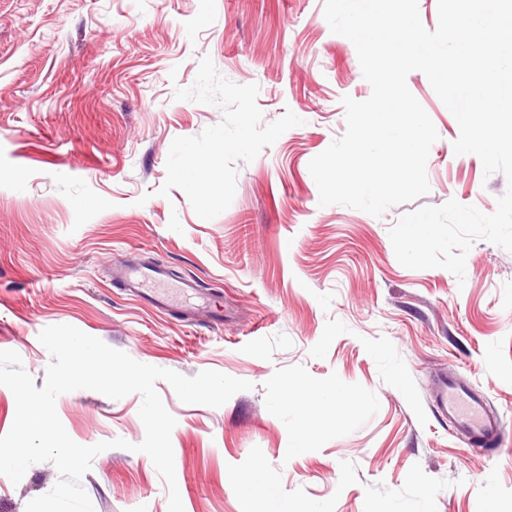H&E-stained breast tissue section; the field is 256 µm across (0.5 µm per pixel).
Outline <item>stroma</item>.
Listing matches in <instances>:
<instances>
[{
  "label": "stroma",
  "instance_id": "1",
  "mask_svg": "<svg viewBox=\"0 0 512 512\" xmlns=\"http://www.w3.org/2000/svg\"><path fill=\"white\" fill-rule=\"evenodd\" d=\"M323 8L0 0V350L43 387L38 335L68 324L141 363L251 382L218 408L156 382L176 419L184 512H512V253L475 242L460 281L403 267L389 237L402 215L452 198L493 213L506 179L455 154L458 123L414 71L408 88L439 133L429 192L378 217L320 206L309 162L344 134L343 97L372 93ZM206 56L258 84L263 123L288 110L303 120L238 165L234 201L211 220L182 190L157 194L173 139L222 119L174 97ZM119 263L195 279L223 325L148 307L113 280ZM445 373L500 415L502 449H474L438 411ZM141 401L77 390L56 409L78 444H137ZM58 479L49 462L16 485L0 475V512H25ZM81 485L95 512H168L165 480L137 451L98 454Z\"/></svg>",
  "mask_w": 512,
  "mask_h": 512
}]
</instances>
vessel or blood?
<instances>
[{"label":"vessel or blood","mask_w":512,"mask_h":512,"mask_svg":"<svg viewBox=\"0 0 512 512\" xmlns=\"http://www.w3.org/2000/svg\"><path fill=\"white\" fill-rule=\"evenodd\" d=\"M113 275L124 287L150 301L154 306L169 310L175 306L176 296L199 295L196 281L184 279L178 285H170L168 273L159 267L114 266ZM438 410L447 415L457 429L474 442H497L503 422L491 415L482 398L470 387L454 377L439 378L434 394Z\"/></svg>","instance_id":"1"}]
</instances>
